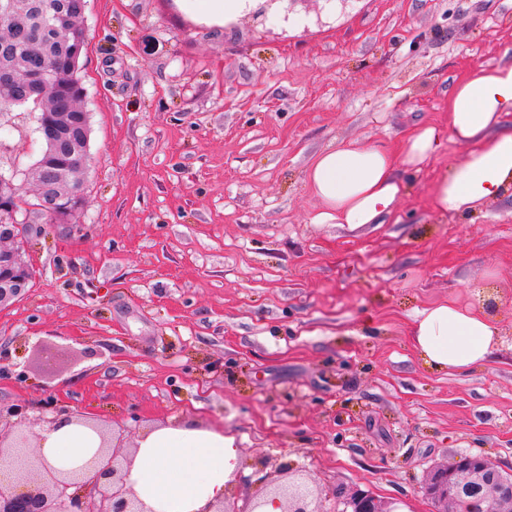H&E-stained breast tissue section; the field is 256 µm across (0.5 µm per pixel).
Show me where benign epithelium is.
<instances>
[{"instance_id": "1", "label": "benign epithelium", "mask_w": 512, "mask_h": 512, "mask_svg": "<svg viewBox=\"0 0 512 512\" xmlns=\"http://www.w3.org/2000/svg\"><path fill=\"white\" fill-rule=\"evenodd\" d=\"M51 21L63 26L74 41L73 56L79 58L86 46L80 24L65 12L53 14ZM28 90L40 98L54 96L55 82L51 73L39 66L26 75ZM73 141L80 162L89 165L92 156L85 146L84 118L73 124ZM21 186L0 177V308L9 301L26 296L33 287L35 272L26 260L28 237L33 225L16 216L12 201ZM83 187L71 189L65 197L44 194L36 207L44 215L59 216L76 211L82 203ZM30 406L25 402L0 405V460L14 456L24 460L14 477H0V512H145L142 503L132 497L126 487L132 451L114 442V433L102 422H90L57 407L52 396L43 398L41 406L45 431L57 429L61 423H75L95 431L100 448L85 466L62 470L50 466L41 449L34 448L21 427L29 423ZM456 465L438 468L427 484L426 492L443 506L440 512H458V506L470 503L474 512H512V497L504 500L497 493L508 494L502 485L501 472L482 456L460 454ZM322 491L314 488L300 469L282 470L280 477L267 482L265 488L249 498L243 506L235 500L209 504L204 512H263L267 502L281 505L282 512H320L318 501ZM342 509L336 512H394L371 492L357 489L349 495H337Z\"/></svg>"}]
</instances>
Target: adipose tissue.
<instances>
[{
	"mask_svg": "<svg viewBox=\"0 0 512 512\" xmlns=\"http://www.w3.org/2000/svg\"><path fill=\"white\" fill-rule=\"evenodd\" d=\"M194 18L221 28L263 0H180ZM448 122L410 134L398 151L379 144H339L321 153L309 171L322 202L316 223L359 227L393 216L404 193L401 171H418L446 141L469 144L466 157L442 172L430 197L432 211L451 216L476 213L485 203L512 194V63L479 69L459 79L446 105ZM498 329L481 308L442 302L421 311L414 346L431 368L448 373L485 364L498 344ZM93 430L66 424L46 433L41 452L59 469L82 467L97 451ZM239 471L234 436L192 425L162 427L144 435L127 476V487L147 512H202L222 500Z\"/></svg>",
	"mask_w": 512,
	"mask_h": 512,
	"instance_id": "adipose-tissue-1",
	"label": "adipose tissue"
}]
</instances>
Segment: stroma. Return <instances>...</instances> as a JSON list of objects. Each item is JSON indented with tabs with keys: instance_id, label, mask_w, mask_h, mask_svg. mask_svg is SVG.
<instances>
[{
	"instance_id": "stroma-1",
	"label": "stroma",
	"mask_w": 512,
	"mask_h": 512,
	"mask_svg": "<svg viewBox=\"0 0 512 512\" xmlns=\"http://www.w3.org/2000/svg\"><path fill=\"white\" fill-rule=\"evenodd\" d=\"M295 23L222 29L175 0H88L78 64L93 164L82 206L37 230V277L0 309V403L45 394L124 429L235 435L239 498L303 468L408 512L460 453L512 471V196L466 217L429 208L449 142L405 174L395 220L316 223L315 158L340 142L397 148L447 119L455 82L512 63V0H301ZM0 169L40 143L5 116ZM490 291L499 343L465 373L426 367L419 312Z\"/></svg>"
}]
</instances>
